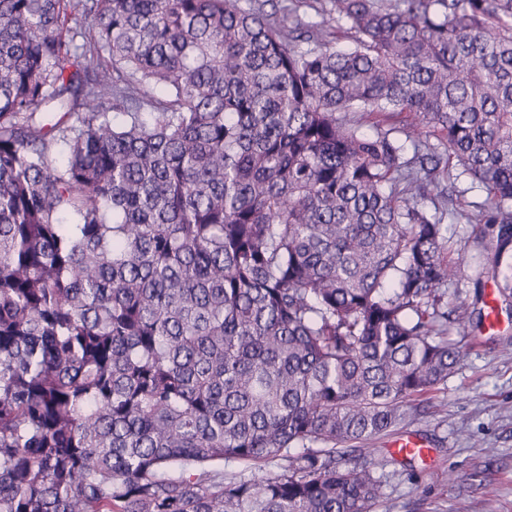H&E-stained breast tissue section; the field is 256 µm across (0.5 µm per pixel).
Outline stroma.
<instances>
[{
	"mask_svg": "<svg viewBox=\"0 0 512 512\" xmlns=\"http://www.w3.org/2000/svg\"><path fill=\"white\" fill-rule=\"evenodd\" d=\"M445 235L449 257L461 264L446 298L474 303L476 273L495 261L488 231L461 222ZM457 342L462 360L401 430L429 444V456L407 461L388 447L348 456L351 464L370 463L382 480L371 512H512V315Z\"/></svg>",
	"mask_w": 512,
	"mask_h": 512,
	"instance_id": "35a3bbf8",
	"label": "stroma"
}]
</instances>
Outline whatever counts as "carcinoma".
I'll list each match as a JSON object with an SVG mask.
<instances>
[{
  "label": "carcinoma",
  "mask_w": 512,
  "mask_h": 512,
  "mask_svg": "<svg viewBox=\"0 0 512 512\" xmlns=\"http://www.w3.org/2000/svg\"><path fill=\"white\" fill-rule=\"evenodd\" d=\"M447 218L512 303V0H0V512H370Z\"/></svg>",
  "instance_id": "cac0c4a2"
}]
</instances>
